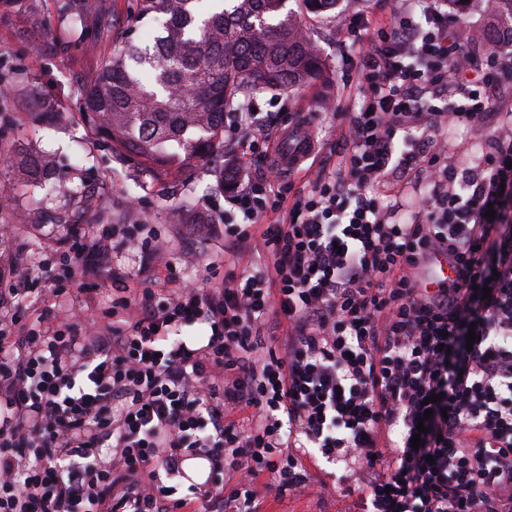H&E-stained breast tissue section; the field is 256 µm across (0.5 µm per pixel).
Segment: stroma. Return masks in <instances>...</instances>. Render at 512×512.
<instances>
[{"mask_svg":"<svg viewBox=\"0 0 512 512\" xmlns=\"http://www.w3.org/2000/svg\"><path fill=\"white\" fill-rule=\"evenodd\" d=\"M398 0H338L328 18L311 19L307 27L320 52L324 67L309 85L282 93L289 114L316 113L315 127L324 139L334 140V123L327 116L336 96V83L350 72L357 53L340 42L346 16L360 11L383 10L392 13ZM63 31L48 27L42 40H34L24 13L0 15V70L11 72L16 90L0 100V144L12 152L45 156L63 177L65 187L47 209L28 214L16 222L11 212L0 211V257L30 267L47 266L69 253V225H77L86 235L115 224H145L161 232L168 241L164 259L146 255L130 258L132 273L152 277L161 261L176 266L181 278L203 280L211 267L224 265V240L211 236L200 225L186 223L181 209L191 200L208 222L224 221V195L217 189L218 173L212 164L198 163L189 179L177 174H159L112 154L84 123L80 113L82 74L98 69L108 51L89 52L73 47L68 55L54 51L64 39ZM493 132L485 125L481 135L462 126L444 127L441 136L448 141V155L456 163L481 154L486 138ZM90 185L97 197L93 218H85L69 188ZM82 293L73 304L78 322L102 319L112 300V270L80 272L75 282ZM318 478L300 496L267 499L263 512H357L354 496L321 485L328 476H340L334 463L317 459L312 466Z\"/></svg>","mask_w":512,"mask_h":512,"instance_id":"stroma-1","label":"stroma"}]
</instances>
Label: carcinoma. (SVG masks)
Listing matches in <instances>:
<instances>
[{"label":"carcinoma","mask_w":512,"mask_h":512,"mask_svg":"<svg viewBox=\"0 0 512 512\" xmlns=\"http://www.w3.org/2000/svg\"><path fill=\"white\" fill-rule=\"evenodd\" d=\"M54 17L28 11L32 26L54 21L70 34L93 35L109 55L82 79V115L109 148L160 173H182L224 150V114L259 92L301 88L323 69L301 17L336 0H137V13L163 35L139 46L116 32L115 0H52ZM15 202L37 183L53 199L57 179L37 155L13 156Z\"/></svg>","instance_id":"obj_1"}]
</instances>
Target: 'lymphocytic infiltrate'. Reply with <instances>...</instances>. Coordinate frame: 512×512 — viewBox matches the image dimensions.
Wrapping results in <instances>:
<instances>
[{
    "label": "lymphocytic infiltrate",
    "mask_w": 512,
    "mask_h": 512,
    "mask_svg": "<svg viewBox=\"0 0 512 512\" xmlns=\"http://www.w3.org/2000/svg\"><path fill=\"white\" fill-rule=\"evenodd\" d=\"M460 29L446 0L349 17L358 109L338 127L339 167L307 190L244 159L271 158L278 119L226 115L242 219L224 222L220 286L168 266L127 288L116 269L111 311L84 326L64 304L72 268L0 280V512H186L170 483L190 455L225 468L207 512H261L305 493L317 452L355 465L362 512H512V114L491 112L512 42L475 65ZM490 120L468 168L427 148L442 126ZM397 174L424 190L406 211L378 192ZM166 248L139 224L70 246L90 270ZM436 249L457 277L420 287ZM198 323L211 334L194 348L180 330Z\"/></svg>",
    "instance_id": "lymphocytic-infiltrate-1"
}]
</instances>
